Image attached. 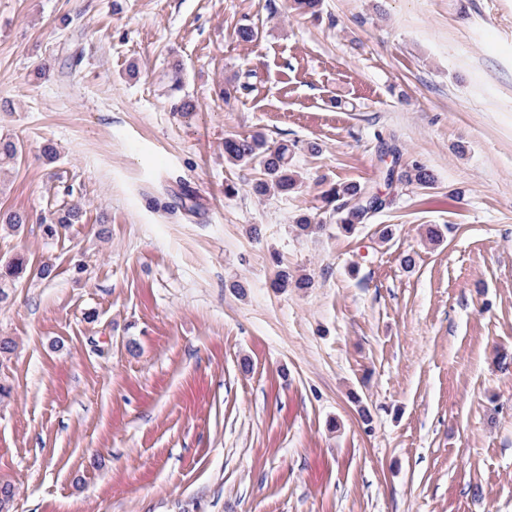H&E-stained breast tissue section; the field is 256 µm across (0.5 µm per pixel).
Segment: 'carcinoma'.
Segmentation results:
<instances>
[{
  "label": "carcinoma",
  "mask_w": 512,
  "mask_h": 512,
  "mask_svg": "<svg viewBox=\"0 0 512 512\" xmlns=\"http://www.w3.org/2000/svg\"><path fill=\"white\" fill-rule=\"evenodd\" d=\"M292 148L286 143L276 146L268 144L261 135H233L224 139V160L241 166H259L264 178L252 184V191L265 195L270 191L286 194L301 184L300 174L292 165ZM22 156V147L9 137L0 138V166L16 162ZM398 181L428 186L433 183L432 172L423 164L415 162L403 171ZM326 200L340 205L334 208L339 217L336 229L344 234L354 232L358 226L366 223L373 214L386 204V199L377 196L371 189L359 184H346L332 187ZM79 219V210L74 206H63L51 213L49 223L44 225L46 235L53 237L59 229L74 224ZM31 274L24 257L18 256L0 265V295H5V288ZM312 286V279L306 275L294 277L288 269L276 271L273 287L279 291L290 288L306 289Z\"/></svg>",
  "instance_id": "carcinoma-1"
}]
</instances>
